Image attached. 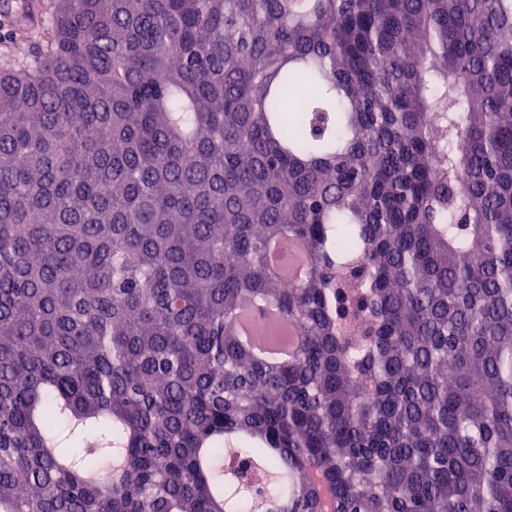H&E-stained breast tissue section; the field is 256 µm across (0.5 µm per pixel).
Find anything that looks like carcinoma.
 <instances>
[{"mask_svg": "<svg viewBox=\"0 0 512 512\" xmlns=\"http://www.w3.org/2000/svg\"><path fill=\"white\" fill-rule=\"evenodd\" d=\"M19 26L0 512H512V0ZM245 312L294 327L288 356ZM293 254V261L290 263H284L281 256V247L273 245L270 248V253L274 262V265L278 272L284 276L295 277L299 274L302 262L305 258V247L304 245L296 241L291 247ZM245 326L248 328L250 335L253 337V344L256 353L259 356H268L271 353L270 349L272 348H281L278 350V354L287 355L288 348L285 347L288 343V334H290V329L286 325H279L285 331L286 336H282L278 341L269 340L260 336H256V334L252 331L249 320H244Z\"/></svg>", "mask_w": 512, "mask_h": 512, "instance_id": "cac0c4a2", "label": "carcinoma"}]
</instances>
